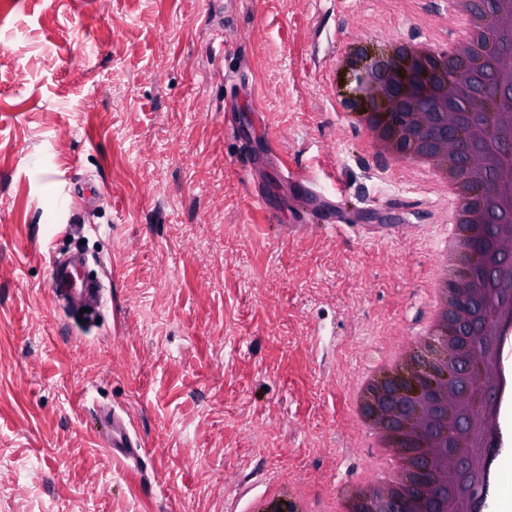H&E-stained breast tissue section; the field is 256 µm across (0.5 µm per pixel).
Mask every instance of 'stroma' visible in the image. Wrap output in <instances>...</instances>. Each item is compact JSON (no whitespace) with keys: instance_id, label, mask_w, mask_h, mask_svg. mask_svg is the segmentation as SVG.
Returning <instances> with one entry per match:
<instances>
[{"instance_id":"35a3bbf8","label":"stroma","mask_w":512,"mask_h":512,"mask_svg":"<svg viewBox=\"0 0 512 512\" xmlns=\"http://www.w3.org/2000/svg\"><path fill=\"white\" fill-rule=\"evenodd\" d=\"M448 0H0V512H334L386 465L351 399L423 331L448 202L336 111L337 55L434 37ZM230 53L218 57V45ZM367 206L297 230L266 143ZM107 283L86 328L49 303L75 235ZM263 194L276 217L253 207ZM112 409L143 451L100 446ZM103 196L102 187L99 183L89 180L77 190H74L72 210L84 211L100 201Z\"/></svg>"}]
</instances>
